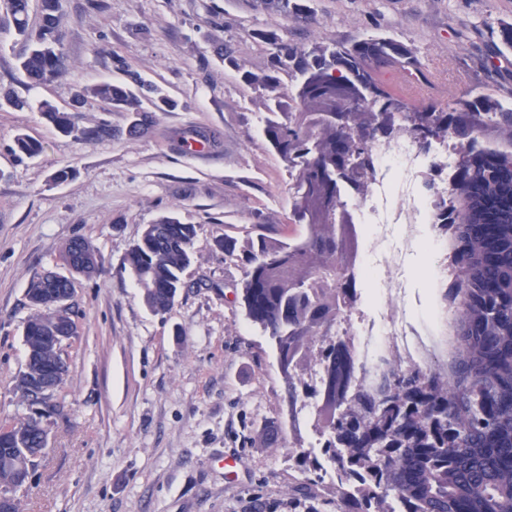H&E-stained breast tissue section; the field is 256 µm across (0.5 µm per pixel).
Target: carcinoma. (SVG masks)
<instances>
[{
  "instance_id": "carcinoma-1",
  "label": "carcinoma",
  "mask_w": 512,
  "mask_h": 512,
  "mask_svg": "<svg viewBox=\"0 0 512 512\" xmlns=\"http://www.w3.org/2000/svg\"><path fill=\"white\" fill-rule=\"evenodd\" d=\"M276 15L294 19L309 17V9L297 0H261ZM31 0H0V28L13 32L26 44L19 67L30 82L42 84L59 77L67 67L62 50L60 0H39L40 22L30 24ZM263 38L272 47L271 63L261 73H247L246 82L276 89L282 76L301 81L311 67L331 71L343 62L365 88L362 102L405 108L403 100L379 87L375 73L405 61L417 60L404 46L370 36L352 44L311 48L292 42L288 31L269 32ZM76 96H93L111 108L137 116L144 104L173 108L175 103L159 87L137 75L129 84L106 82L84 88ZM38 111L63 133L74 132L68 114L51 103ZM429 110L416 108L418 138L439 133L428 122ZM490 117L498 125L512 124V107L483 101L482 111L461 108L448 116L460 143L471 142L479 130L478 117ZM286 113L275 112L265 123L264 135L271 147L291 136ZM112 136V127L100 122L78 131L77 139L92 142ZM18 152L34 156L39 143L27 135L15 138ZM461 158L455 189L459 195L470 187L487 191H512V155H482L478 164ZM195 225L164 216L145 227L128 253L127 262L144 302L157 314L166 312L180 288L181 275L191 262ZM465 249L455 252L460 306L456 346L448 378L437 379L416 371L398 373L387 385L390 399L377 402L364 390L350 400L352 415L324 425L323 454L339 458V468L357 477L350 484L336 512H389L388 498L396 499L401 512H512V222L502 223L487 208L480 223L459 232ZM92 262L79 271L94 276L100 266L97 250L79 239ZM46 279L32 281L27 299L38 310ZM248 319L272 340L283 342L288 332V289L277 288L259 301L241 297ZM44 315L31 317L24 334L30 352L26 367L41 361L68 372L64 344L46 342ZM42 417L30 413L0 421V496L15 494V487L35 465L32 457L41 445Z\"/></svg>"
}]
</instances>
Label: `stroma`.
<instances>
[{
  "instance_id": "1",
  "label": "stroma",
  "mask_w": 512,
  "mask_h": 512,
  "mask_svg": "<svg viewBox=\"0 0 512 512\" xmlns=\"http://www.w3.org/2000/svg\"><path fill=\"white\" fill-rule=\"evenodd\" d=\"M314 20L287 22L250 0H61L64 74L31 84L24 45L0 29V92L27 100L0 107V419L22 417L16 392L26 366V292L72 238H87L100 272L74 280L78 336L46 418L49 449L16 493L19 512H336V486L306 480L296 451L307 428L288 416L274 348L239 303L258 236L288 241L287 163L260 121L270 92L244 72L269 65L264 31L328 47L370 35L410 48L421 105L453 112L479 96L512 105V50L499 41L512 0H303ZM159 85L174 108L148 132L128 133L131 113L86 98L76 127L104 121L90 144L60 133L37 110L129 74ZM201 131L206 153L180 139ZM42 145L14 150L17 134ZM67 180L56 181L59 171ZM165 215L196 227L183 288L165 314L143 302L126 261L146 225ZM237 460L235 474L224 467Z\"/></svg>"
}]
</instances>
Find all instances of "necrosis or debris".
<instances>
[{
    "mask_svg": "<svg viewBox=\"0 0 512 512\" xmlns=\"http://www.w3.org/2000/svg\"><path fill=\"white\" fill-rule=\"evenodd\" d=\"M460 155V146L444 133L426 142L376 140L365 156L363 190H343L359 219L362 248L342 277L354 297L329 334L351 339L355 379L371 392H380L398 371L448 375V326L458 309L448 290L458 271L448 229L434 215L452 202L448 177ZM420 246L429 256L422 313L404 303L405 259Z\"/></svg>",
    "mask_w": 512,
    "mask_h": 512,
    "instance_id": "4bbe7bcc",
    "label": "necrosis or debris"
}]
</instances>
